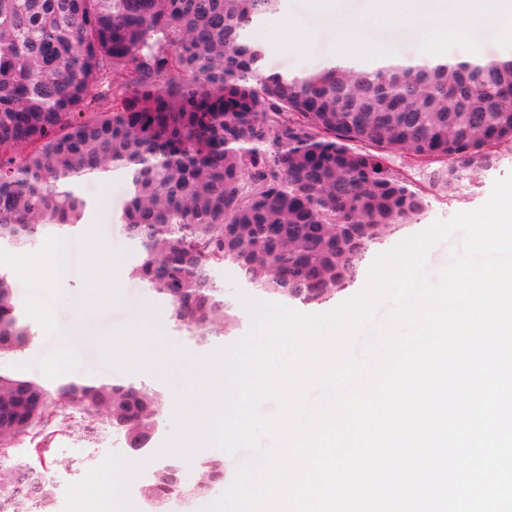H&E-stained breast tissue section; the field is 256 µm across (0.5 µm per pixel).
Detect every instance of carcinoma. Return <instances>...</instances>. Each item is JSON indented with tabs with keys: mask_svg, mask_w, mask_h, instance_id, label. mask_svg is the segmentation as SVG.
<instances>
[{
	"mask_svg": "<svg viewBox=\"0 0 512 512\" xmlns=\"http://www.w3.org/2000/svg\"><path fill=\"white\" fill-rule=\"evenodd\" d=\"M280 0H0V242L74 231L80 186L120 172L133 276L197 344L237 317L212 277L236 268L262 295L323 304L368 254L420 221L428 196L392 172L391 150L451 195L512 147V55L457 64H335L268 72L249 33ZM355 143L368 146L357 150ZM0 273V358L35 334ZM164 396L67 379L49 388L0 369V512H53L50 468L9 451L71 415L148 451ZM224 484L217 456L190 477L168 458L142 489L188 508Z\"/></svg>",
	"mask_w": 512,
	"mask_h": 512,
	"instance_id": "carcinoma-1",
	"label": "carcinoma"
}]
</instances>
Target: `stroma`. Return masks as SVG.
I'll return each instance as SVG.
<instances>
[{
  "mask_svg": "<svg viewBox=\"0 0 512 512\" xmlns=\"http://www.w3.org/2000/svg\"><path fill=\"white\" fill-rule=\"evenodd\" d=\"M265 49L264 66L266 71L283 73L311 72L329 66L332 61V46L328 38L320 37L310 45L309 55H301L295 50L277 48L271 40H263ZM512 173V150L501 151V160L497 168L483 176L481 183L475 187L461 186L456 197L450 198L438 193H430L429 209L424 218L415 226L416 231H423L435 220L447 219L460 211H470L483 205L488 199L495 180ZM81 192L88 201V208L82 220L83 227L97 225L102 237L123 260L124 267H131L138 258V252L126 232L110 234L109 229L118 225L119 216L125 205L127 195L123 178L112 177L110 183L94 180L84 183ZM217 284L232 281L231 290L225 291L224 297L232 302L239 316V324L232 335L213 338L208 346H198L186 332L163 325V340L167 347L181 349L195 357L210 355L218 349L228 347L243 337L253 325V317L240 299L241 293L247 292L248 286L242 277L229 267L220 266L214 270ZM152 306L158 312H166L162 300L156 299L145 290L143 283L130 275H123L119 283V294L115 305L100 310L92 319L94 328L110 332L125 328L139 305ZM175 432L172 419H165L159 431L152 452L146 453V466L135 482L122 485L124 498L135 506L137 512H153L152 507L141 495V489L150 478L158 462L154 457L155 449L161 448L165 441ZM12 457L39 464L40 461H60L59 487L55 512H70L75 492L82 488L88 476L96 471L99 461L120 465L129 457L123 442L111 431H103L99 442L91 443L79 438L70 429L49 427L37 435L34 440L19 443L11 450Z\"/></svg>",
  "mask_w": 512,
  "mask_h": 512,
  "instance_id": "1",
  "label": "stroma"
}]
</instances>
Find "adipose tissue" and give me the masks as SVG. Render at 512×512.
<instances>
[{
	"label": "adipose tissue",
	"instance_id": "obj_1",
	"mask_svg": "<svg viewBox=\"0 0 512 512\" xmlns=\"http://www.w3.org/2000/svg\"><path fill=\"white\" fill-rule=\"evenodd\" d=\"M140 468V461L133 460L93 476L75 496L72 512H135L133 505L120 494L119 487L134 481Z\"/></svg>",
	"mask_w": 512,
	"mask_h": 512
}]
</instances>
